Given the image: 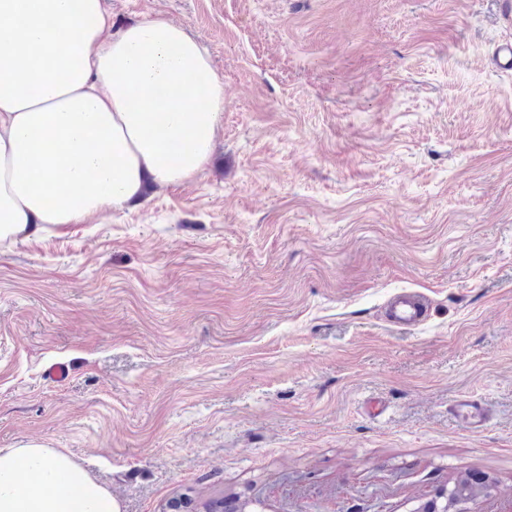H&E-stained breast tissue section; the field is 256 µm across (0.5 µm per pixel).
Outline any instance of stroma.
I'll use <instances>...</instances> for the list:
<instances>
[{"label": "stroma", "instance_id": "35a3bbf8", "mask_svg": "<svg viewBox=\"0 0 512 512\" xmlns=\"http://www.w3.org/2000/svg\"><path fill=\"white\" fill-rule=\"evenodd\" d=\"M110 6L199 40L217 142L188 183L0 240V448L69 454L120 512H416L476 473L466 512H512L498 0ZM403 291L418 326L385 318ZM427 310V303L421 295L404 293L389 301L386 313L389 320L403 327L420 324ZM455 411L468 420L470 427L480 429L486 424V417L480 405L470 399H460L455 405Z\"/></svg>", "mask_w": 512, "mask_h": 512}]
</instances>
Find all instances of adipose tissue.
I'll return each mask as SVG.
<instances>
[{
  "label": "adipose tissue",
  "mask_w": 512,
  "mask_h": 512,
  "mask_svg": "<svg viewBox=\"0 0 512 512\" xmlns=\"http://www.w3.org/2000/svg\"><path fill=\"white\" fill-rule=\"evenodd\" d=\"M224 85L195 39L156 16L115 26L107 0H0V238L84 224L193 179ZM0 512H119L64 453L0 448Z\"/></svg>",
  "instance_id": "obj_1"
}]
</instances>
